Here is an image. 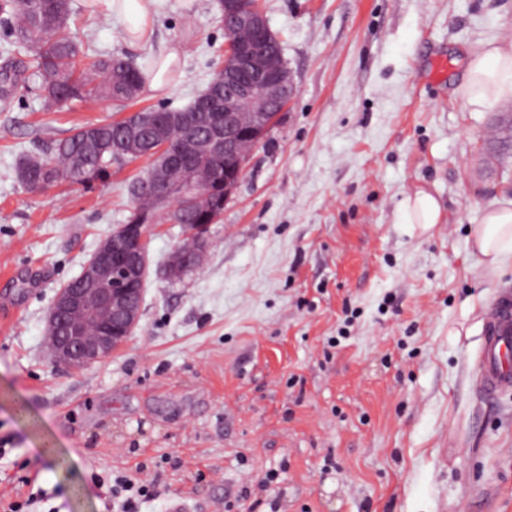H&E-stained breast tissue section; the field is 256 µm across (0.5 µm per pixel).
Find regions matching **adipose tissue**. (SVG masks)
<instances>
[{
    "label": "adipose tissue",
    "instance_id": "obj_1",
    "mask_svg": "<svg viewBox=\"0 0 512 512\" xmlns=\"http://www.w3.org/2000/svg\"><path fill=\"white\" fill-rule=\"evenodd\" d=\"M155 0H107L112 13L121 18L128 40H141L149 27ZM459 95L479 110H487L512 97V43H487L470 59ZM442 206L430 192L417 190L400 207L402 223L428 233L442 221ZM470 241L474 252L487 267L499 268L512 254V205L490 210L483 223L473 225Z\"/></svg>",
    "mask_w": 512,
    "mask_h": 512
}]
</instances>
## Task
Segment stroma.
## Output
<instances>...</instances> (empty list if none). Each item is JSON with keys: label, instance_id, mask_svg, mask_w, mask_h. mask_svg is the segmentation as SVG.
Instances as JSON below:
<instances>
[{"label": "stroma", "instance_id": "stroma-1", "mask_svg": "<svg viewBox=\"0 0 512 512\" xmlns=\"http://www.w3.org/2000/svg\"><path fill=\"white\" fill-rule=\"evenodd\" d=\"M297 92L251 155L199 267L170 280L186 239L148 230L150 274L127 344L79 371L53 365L45 325L60 285L125 224L116 162L86 191L32 192L15 165L110 101L44 109L39 77L0 104V502L106 512L116 476L155 483L140 512H512V393L473 378L483 318L512 286L468 241L512 199V154L486 151L512 98L476 112L456 88L470 55L512 42V0H262ZM76 41L157 59L181 49L165 95L181 109L224 55L217 0H156L152 34L124 35L105 0H72ZM446 60L432 77L434 59ZM444 222L401 223L415 189Z\"/></svg>", "mask_w": 512, "mask_h": 512}]
</instances>
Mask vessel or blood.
Here are the masks:
<instances>
[{"label": "vessel or blood", "instance_id": "1", "mask_svg": "<svg viewBox=\"0 0 512 512\" xmlns=\"http://www.w3.org/2000/svg\"><path fill=\"white\" fill-rule=\"evenodd\" d=\"M476 388L488 400L512 390V289H499L484 317Z\"/></svg>", "mask_w": 512, "mask_h": 512}]
</instances>
